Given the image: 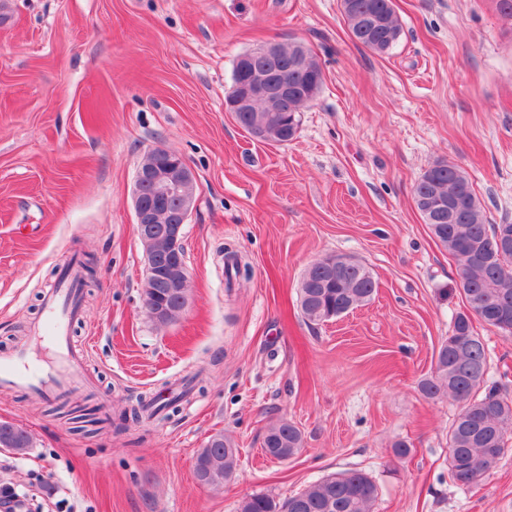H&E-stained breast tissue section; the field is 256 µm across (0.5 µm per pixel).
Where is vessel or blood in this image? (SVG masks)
I'll list each match as a JSON object with an SVG mask.
<instances>
[{
    "label": "vessel or blood",
    "instance_id": "1",
    "mask_svg": "<svg viewBox=\"0 0 512 512\" xmlns=\"http://www.w3.org/2000/svg\"><path fill=\"white\" fill-rule=\"evenodd\" d=\"M81 310V290L74 276H67L44 297L42 318L33 326V337L49 343L59 358L54 372L31 358L28 346L17 347L13 353L0 356V384L24 387L43 395H51L61 378L73 372L80 357L70 344L69 327Z\"/></svg>",
    "mask_w": 512,
    "mask_h": 512
}]
</instances>
